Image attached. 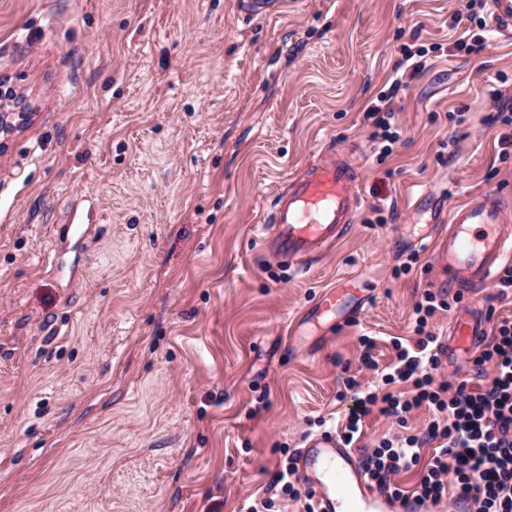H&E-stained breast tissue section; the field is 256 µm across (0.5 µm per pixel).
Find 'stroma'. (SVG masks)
Listing matches in <instances>:
<instances>
[{"mask_svg": "<svg viewBox=\"0 0 512 512\" xmlns=\"http://www.w3.org/2000/svg\"><path fill=\"white\" fill-rule=\"evenodd\" d=\"M466 0H0V87L27 121L0 139V512H241L357 394L360 361L413 334L435 279L412 242L446 193L512 196L494 118L512 41L453 42ZM442 44L397 93L379 158L363 122L402 45ZM348 155L365 205L305 269L258 226L289 179ZM409 271H402L403 263ZM355 275L362 312L294 348L291 324ZM477 352L436 382H488ZM380 412L360 445L425 428ZM242 6L245 12L257 18H264L280 13L285 8L283 0H243Z\"/></svg>", "mask_w": 512, "mask_h": 512, "instance_id": "obj_1", "label": "stroma"}]
</instances>
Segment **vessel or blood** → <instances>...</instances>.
<instances>
[{
    "label": "vessel or blood",
    "instance_id": "obj_1",
    "mask_svg": "<svg viewBox=\"0 0 512 512\" xmlns=\"http://www.w3.org/2000/svg\"><path fill=\"white\" fill-rule=\"evenodd\" d=\"M245 12L264 18L280 13L284 0H242ZM487 16L499 38L512 40V0H487ZM363 204L355 188V170L348 159L307 169L277 194L265 224L260 225L264 254L278 262L299 265L339 241ZM507 201L487 189L443 207L421 251L433 259L435 284L471 294L456 311L440 343L443 356L472 347L489 336L487 309L476 292L493 285L507 257L512 256V221ZM357 277L338 279L318 302L314 316L330 322L351 321L364 306ZM297 471L314 494L316 512H447V500L397 498L371 483L360 455L334 432L308 437L296 455Z\"/></svg>",
    "mask_w": 512,
    "mask_h": 512
}]
</instances>
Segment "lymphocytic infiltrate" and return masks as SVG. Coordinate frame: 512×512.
Here are the masks:
<instances>
[{
	"label": "lymphocytic infiltrate",
	"instance_id": "1",
	"mask_svg": "<svg viewBox=\"0 0 512 512\" xmlns=\"http://www.w3.org/2000/svg\"><path fill=\"white\" fill-rule=\"evenodd\" d=\"M429 53V47L423 45L403 46L400 76L364 112L380 157L389 156L398 140L391 124L393 99L405 79L424 70ZM447 307L444 299L431 292L416 302V337L394 339L396 360L382 376L385 384H402V391L382 396L364 392L350 411L341 437L346 444L355 443L372 410L402 422L413 409L427 407L433 418L421 434L363 449L369 477L397 495L401 489L396 475L419 465L423 472L416 496L440 498L452 491L471 500L475 512H512V321L494 325L489 343L475 359L476 366L488 363L493 367L484 389L472 390L464 381L439 384L433 376L439 367L433 349L436 338L427 326L436 311ZM430 443L435 452L429 461H422L420 449Z\"/></svg>",
	"mask_w": 512,
	"mask_h": 512
}]
</instances>
